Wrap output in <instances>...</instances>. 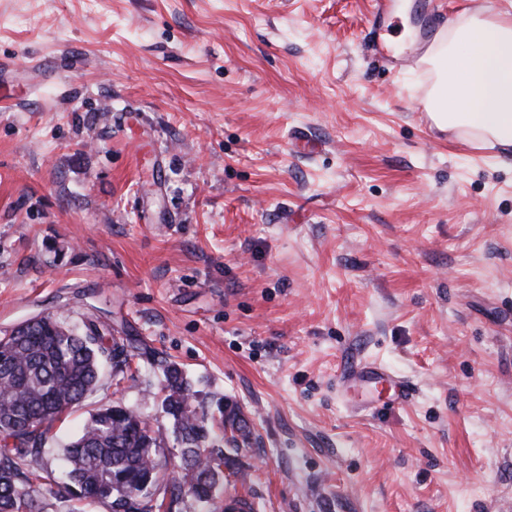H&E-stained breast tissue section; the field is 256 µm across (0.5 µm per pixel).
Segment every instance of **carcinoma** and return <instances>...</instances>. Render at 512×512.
<instances>
[{
	"label": "carcinoma",
	"instance_id": "cac0c4a2",
	"mask_svg": "<svg viewBox=\"0 0 512 512\" xmlns=\"http://www.w3.org/2000/svg\"><path fill=\"white\" fill-rule=\"evenodd\" d=\"M130 338L117 339L96 319L70 324L63 316L14 336H0V512H86L96 503L110 512H150L145 498L162 484L165 504L191 499L209 507L234 459L215 445L205 423L206 398L180 367L162 369L161 411L172 419L180 443L179 463L167 470L164 440L143 413L119 401L100 405L82 431L63 448L66 481L43 459L47 435L65 412L80 406L99 387L103 367L112 377L129 369ZM59 487L56 503L38 496L43 486Z\"/></svg>",
	"mask_w": 512,
	"mask_h": 512
}]
</instances>
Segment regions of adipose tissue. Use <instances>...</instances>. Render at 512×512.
Listing matches in <instances>:
<instances>
[{
    "label": "adipose tissue",
    "instance_id": "obj_1",
    "mask_svg": "<svg viewBox=\"0 0 512 512\" xmlns=\"http://www.w3.org/2000/svg\"><path fill=\"white\" fill-rule=\"evenodd\" d=\"M419 62L433 77L425 110L434 126L512 155V13L458 15Z\"/></svg>",
    "mask_w": 512,
    "mask_h": 512
}]
</instances>
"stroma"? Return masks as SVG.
Returning <instances> with one entry per match:
<instances>
[{
  "label": "stroma",
  "mask_w": 512,
  "mask_h": 512,
  "mask_svg": "<svg viewBox=\"0 0 512 512\" xmlns=\"http://www.w3.org/2000/svg\"><path fill=\"white\" fill-rule=\"evenodd\" d=\"M505 0H0V333L137 340L46 459L177 363L250 433L216 502L512 512V158L431 123L424 25ZM23 15L38 23L19 25ZM368 361L413 383L345 381ZM374 2V8L371 14L373 22L366 34L364 49L371 55L381 56L383 48L380 34L385 26L387 15L389 13V1L375 0Z\"/></svg>",
  "instance_id": "obj_1"
}]
</instances>
